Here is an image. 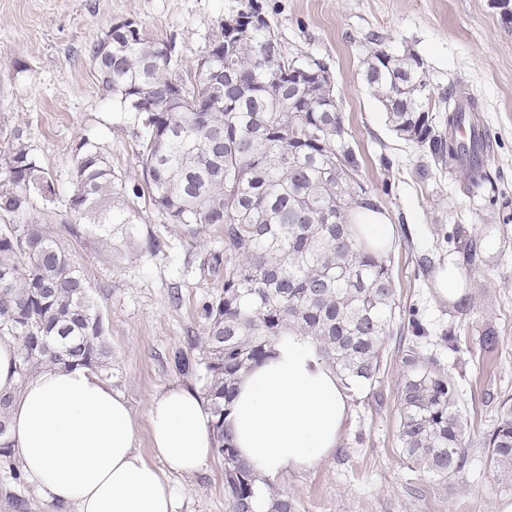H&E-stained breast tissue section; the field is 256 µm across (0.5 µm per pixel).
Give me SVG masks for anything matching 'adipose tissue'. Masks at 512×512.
Returning a JSON list of instances; mask_svg holds the SVG:
<instances>
[{"label":"adipose tissue","instance_id":"1","mask_svg":"<svg viewBox=\"0 0 512 512\" xmlns=\"http://www.w3.org/2000/svg\"><path fill=\"white\" fill-rule=\"evenodd\" d=\"M18 346L0 338V394L13 397L12 453L28 482L65 512H178L169 474L198 471L213 453L211 415L197 392L154 395L144 423L109 381L82 367L45 366L26 382ZM349 395L310 339L288 336L242 378L235 446L260 476L308 470L336 449ZM147 427L151 453L136 446Z\"/></svg>","mask_w":512,"mask_h":512}]
</instances>
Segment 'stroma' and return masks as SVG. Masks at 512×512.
Here are the masks:
<instances>
[{"label":"stroma","instance_id":"obj_1","mask_svg":"<svg viewBox=\"0 0 512 512\" xmlns=\"http://www.w3.org/2000/svg\"><path fill=\"white\" fill-rule=\"evenodd\" d=\"M287 55L329 68L337 104L359 152L362 177L398 235L391 251L396 297L415 309L431 338L422 352L456 375L470 425L469 470L440 482L415 471L398 440L397 388L410 330L388 341L379 383L354 389L335 452L307 471H289L274 484L298 503L299 512H505L512 480L485 473L481 435L512 395V15L498 0H259ZM242 0H0V148L23 129L36 157L55 179L57 199L35 214L53 230L68 221L74 148L95 142L127 184L141 182L140 145L130 113L105 96L88 50L115 20L132 18L152 39L174 38L185 62H193L220 22ZM410 52L424 64L430 113L444 119L442 94L461 89L479 107L492 142L491 192L466 189L456 170L438 164L426 149L400 139L384 109L362 81L374 49ZM141 234L169 243L164 253L114 255L94 239L70 240L112 346L113 390L144 418L155 394L172 384L195 388L180 376L173 355L198 354L206 332L202 310L222 284L208 254L219 230L192 242L174 231L148 199L137 202ZM464 225L482 252L464 266L455 237ZM456 270L457 288H470L473 307L456 313L434 290L443 263ZM468 336L493 328L498 348L488 359L457 366L440 344L448 324ZM179 512H229L224 462L211 456L195 474H176ZM61 512L28 481L0 468V512Z\"/></svg>","mask_w":512,"mask_h":512}]
</instances>
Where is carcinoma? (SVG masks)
I'll return each instance as SVG.
<instances>
[{
	"instance_id": "cac0c4a2",
	"label": "carcinoma",
	"mask_w": 512,
	"mask_h": 512,
	"mask_svg": "<svg viewBox=\"0 0 512 512\" xmlns=\"http://www.w3.org/2000/svg\"><path fill=\"white\" fill-rule=\"evenodd\" d=\"M127 33L112 32L89 55L101 90L132 114L140 142L144 184L123 183L88 137L76 146L71 172L74 239L106 245L119 238L157 255L165 239L140 238L135 200L148 195L164 219L183 237L198 242L221 230L224 246L209 252L212 269L224 270L218 296L204 303L208 321L201 353L174 354L175 368L200 385L212 414L214 451L224 460V498L229 512H256L253 466L234 445L230 427L237 384L267 358L290 332L308 336L322 359L352 386L373 387L381 376L391 325L401 316L391 253L371 251L353 233V214L379 211L359 178L361 163L350 143L332 85L314 77L303 82L288 71V57L272 44L269 25L227 42L224 23L212 33L219 45L215 68L240 77L191 112L198 63L159 54L164 40L147 38L128 20ZM362 79L383 105L400 138L425 147L440 164L455 167L467 189L495 186L487 170L490 141L465 144L454 132L478 124L477 104L455 88L448 103V131L424 111L430 99L424 63L416 56L372 52ZM52 203V175L39 163L23 131L15 129L0 152V336L18 344L19 382L44 365L84 367L112 376V347L84 269L65 240L33 213L32 198ZM463 254L473 264L478 242L462 227ZM398 389V436L413 466L442 481L470 465L468 420L457 384L440 362L419 351L428 340L416 318ZM442 346L473 353L470 337L448 326ZM479 354L496 350L491 329L476 340ZM0 396V464L13 479L9 408ZM489 467L512 478V396L498 403L495 423L482 434ZM267 512H297L295 501L265 483Z\"/></svg>"
}]
</instances>
